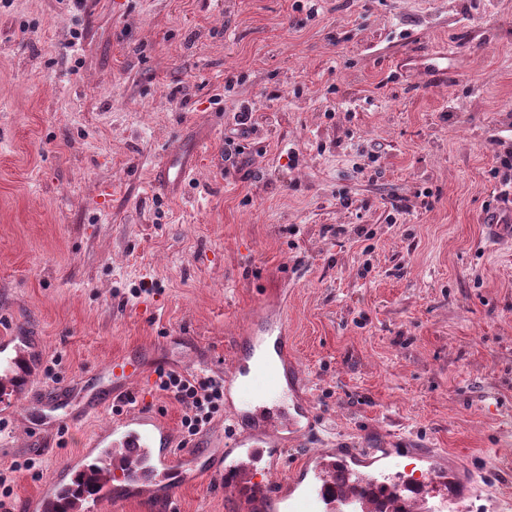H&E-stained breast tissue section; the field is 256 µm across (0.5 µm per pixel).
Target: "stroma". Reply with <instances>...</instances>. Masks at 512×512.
Listing matches in <instances>:
<instances>
[{"label":"stroma","mask_w":512,"mask_h":512,"mask_svg":"<svg viewBox=\"0 0 512 512\" xmlns=\"http://www.w3.org/2000/svg\"><path fill=\"white\" fill-rule=\"evenodd\" d=\"M511 154L512 0H0V328L43 351L15 512L114 419L32 431L53 387L141 353L226 375L281 331L316 426L261 470L431 450L476 507L512 498ZM156 379L130 394L180 432ZM183 474L100 512L233 508Z\"/></svg>","instance_id":"35a3bbf8"}]
</instances>
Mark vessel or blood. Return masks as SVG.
Returning a JSON list of instances; mask_svg holds the SVG:
<instances>
[{
	"mask_svg": "<svg viewBox=\"0 0 512 512\" xmlns=\"http://www.w3.org/2000/svg\"><path fill=\"white\" fill-rule=\"evenodd\" d=\"M261 343V337L247 336L236 348L234 373L243 377L254 402L245 409H232L229 418L234 425L250 422L263 431V438L244 448L213 454L198 448L192 453L202 462L201 475L234 498L237 512H267L303 483L308 484L312 496L295 502L292 512H470L464 495L446 472L428 468L421 474V486L410 488L388 466L367 468L365 460L371 454L367 448H345L334 455L320 451L310 464L292 469L284 479L258 478L256 464L265 454H283L279 448L267 449L265 435L285 427L297 428L300 419L312 417L297 401L288 413L264 404L271 364L253 354ZM32 351L27 337L0 336L1 384L14 381L20 363L29 360ZM124 367V360H113L110 368L95 373L92 384L78 393L69 387L53 390L47 397L50 409L60 411L67 420L99 410L105 402L128 393L131 378L124 374ZM88 446L104 464L99 476L109 490L129 483L150 493L179 480L176 470L181 455L176 442L153 413L140 409L127 413L89 439Z\"/></svg>",
	"mask_w": 512,
	"mask_h": 512,
	"instance_id": "1",
	"label": "vessel or blood"
}]
</instances>
